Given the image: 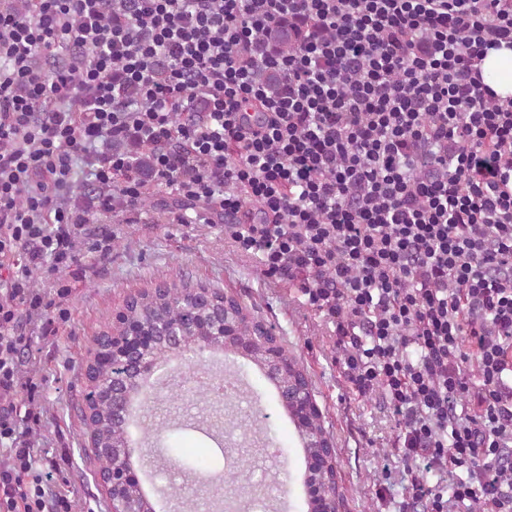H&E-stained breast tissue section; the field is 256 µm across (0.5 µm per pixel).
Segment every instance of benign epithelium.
<instances>
[{"mask_svg":"<svg viewBox=\"0 0 512 512\" xmlns=\"http://www.w3.org/2000/svg\"><path fill=\"white\" fill-rule=\"evenodd\" d=\"M163 342L168 352L181 358L213 352L217 349L230 351L251 359L258 351L263 354L266 370L273 373L283 372L285 360L278 342L268 339L266 330L260 326L246 334L238 327L236 315L227 311L217 312L212 316L211 335L196 336L188 339L173 326L161 325L152 335L142 334L129 325L127 310L121 308L112 316V332L103 333L94 343L87 366L103 370L120 369L123 376L88 379L96 398L108 402L112 406V418L123 424L130 423L135 409L143 407L147 400L143 388L152 378L159 374L162 365L153 356L158 343ZM281 406L298 425L300 430L311 429L314 413L319 407L310 388L298 387L293 390H278ZM327 440L315 436L310 447L304 449L307 466L304 475V486L307 491V502H319L320 487L317 477L327 467V458L323 448ZM86 453L94 458L112 455V467L98 473V482L104 490L106 498L112 502V512H143L141 507H131L113 491L133 482H140L137 468L143 462L134 460L133 443L128 441L123 449L115 452L88 440Z\"/></svg>","mask_w":512,"mask_h":512,"instance_id":"obj_1","label":"benign epithelium"}]
</instances>
